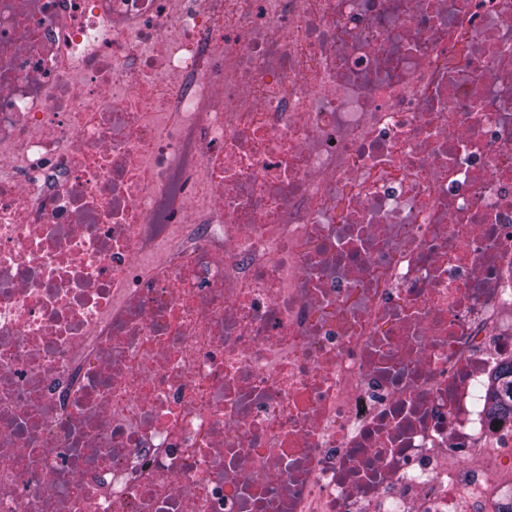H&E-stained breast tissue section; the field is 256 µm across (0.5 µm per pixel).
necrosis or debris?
<instances>
[{"instance_id":"1","label":"necrosis or debris","mask_w":512,"mask_h":512,"mask_svg":"<svg viewBox=\"0 0 512 512\" xmlns=\"http://www.w3.org/2000/svg\"><path fill=\"white\" fill-rule=\"evenodd\" d=\"M512 0H0V512H512ZM483 400L489 416L512 417V361L489 380Z\"/></svg>"}]
</instances>
